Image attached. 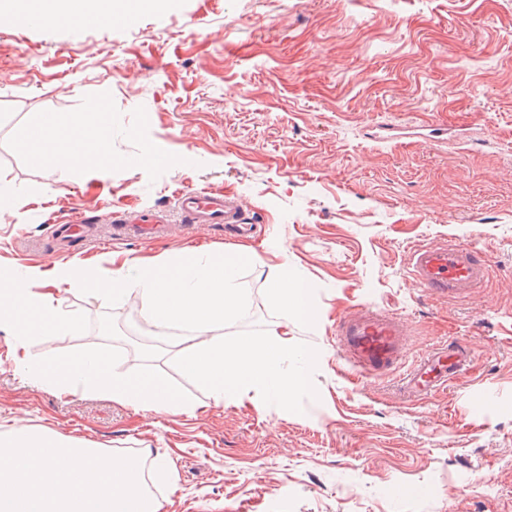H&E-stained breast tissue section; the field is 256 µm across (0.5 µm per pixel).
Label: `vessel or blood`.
<instances>
[{"mask_svg": "<svg viewBox=\"0 0 512 512\" xmlns=\"http://www.w3.org/2000/svg\"><path fill=\"white\" fill-rule=\"evenodd\" d=\"M176 209L187 224H226L239 236L254 234L257 224L242 207L221 192L185 190L176 198ZM112 240H155L168 231L154 211L141 209L122 218L107 219ZM489 257L447 241L412 249L408 270L423 292L463 299L484 286L491 272ZM336 336L346 359L361 371L378 375L394 370L406 357L410 331L398 314L361 306L336 322ZM470 350L462 344L435 348L423 356L404 378L410 395L425 397L461 372Z\"/></svg>", "mask_w": 512, "mask_h": 512, "instance_id": "obj_1", "label": "vessel or blood"}]
</instances>
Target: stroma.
<instances>
[{
	"mask_svg": "<svg viewBox=\"0 0 512 512\" xmlns=\"http://www.w3.org/2000/svg\"><path fill=\"white\" fill-rule=\"evenodd\" d=\"M135 14L132 27L0 28V189L13 197L0 273L243 243L238 282L260 316L225 329L231 344L283 322L263 271L284 253L320 314L287 322L291 344L317 360L288 401L217 405L182 375L176 333L143 349L126 303L64 287L77 330L29 339L28 352L84 350L90 322L109 319L95 348L196 411L29 386L0 331V432L21 422L146 464L169 453V480L152 486L160 512H512V0H159ZM93 112L112 120L111 162L22 149L45 115L68 129ZM188 188L230 195L264 235L241 243L178 222L149 242L71 248L52 235L76 215H170ZM448 239L494 264L463 300L428 296L407 272L412 245ZM361 304L410 324L391 373L351 376L340 355L336 322ZM454 341L472 352L466 370L409 396L411 366Z\"/></svg>",
	"mask_w": 512,
	"mask_h": 512,
	"instance_id": "stroma-1",
	"label": "stroma"
}]
</instances>
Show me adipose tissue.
I'll use <instances>...</instances> for the list:
<instances>
[{
    "mask_svg": "<svg viewBox=\"0 0 512 512\" xmlns=\"http://www.w3.org/2000/svg\"><path fill=\"white\" fill-rule=\"evenodd\" d=\"M129 2L54 0L53 9L48 10L43 0H0V26L16 25L25 15L62 22L88 17L117 19L129 14ZM94 125L105 132L111 129L104 113L96 112L81 117L72 130L60 129L53 122L40 125L28 142L36 147L53 138L64 140L65 161L80 165L104 156L102 140L85 132ZM249 257L244 250L192 251L148 262L126 258L110 271L63 264L47 278L35 267L14 269L0 279V330L9 329L25 338L69 335L75 326L60 313L54 294L55 287L61 285L100 301L118 302L132 294L149 321L186 331L180 368L207 389L215 404L252 393L285 402L307 385L308 367L315 361L314 352L306 351L300 354L303 367L289 369V359L297 354L290 344L287 323L270 328L264 338L242 336L230 346L208 337L209 332L233 326L243 317L246 303L237 273ZM266 277L269 297L278 309L299 321L316 319L312 290L288 260L268 266ZM15 368L28 384L61 395L104 394L128 406L157 412L191 409L182 395L155 373L120 372L110 367L106 355L98 350L56 356L25 353L17 357Z\"/></svg>",
    "mask_w": 512,
    "mask_h": 512,
    "instance_id": "1",
    "label": "adipose tissue"
}]
</instances>
